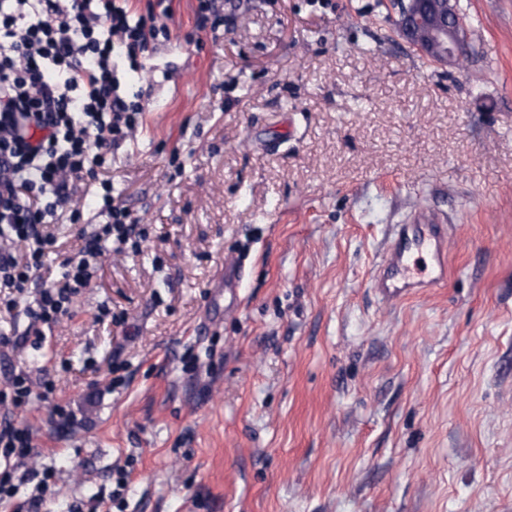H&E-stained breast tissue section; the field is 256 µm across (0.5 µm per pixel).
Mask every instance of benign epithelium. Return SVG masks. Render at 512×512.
Returning <instances> with one entry per match:
<instances>
[{
  "label": "benign epithelium",
  "mask_w": 512,
  "mask_h": 512,
  "mask_svg": "<svg viewBox=\"0 0 512 512\" xmlns=\"http://www.w3.org/2000/svg\"><path fill=\"white\" fill-rule=\"evenodd\" d=\"M427 6L422 0H397L398 28L418 51L442 66L460 65L470 52L460 16L449 0Z\"/></svg>",
  "instance_id": "obj_1"
}]
</instances>
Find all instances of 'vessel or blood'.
<instances>
[{
	"instance_id": "obj_1",
	"label": "vessel or blood",
	"mask_w": 512,
	"mask_h": 512,
	"mask_svg": "<svg viewBox=\"0 0 512 512\" xmlns=\"http://www.w3.org/2000/svg\"><path fill=\"white\" fill-rule=\"evenodd\" d=\"M425 252L432 259L427 287L441 288L448 269L445 226L434 214L416 209L410 223L400 225L381 265L373 278V286L385 297H395L416 288L419 269L413 254Z\"/></svg>"
}]
</instances>
